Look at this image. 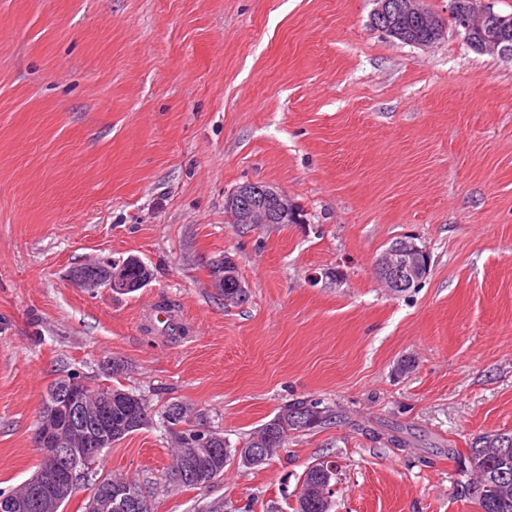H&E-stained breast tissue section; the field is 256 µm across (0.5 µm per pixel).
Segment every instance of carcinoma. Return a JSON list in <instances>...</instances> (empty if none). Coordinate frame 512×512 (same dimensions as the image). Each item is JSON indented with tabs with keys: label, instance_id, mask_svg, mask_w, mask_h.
<instances>
[{
	"label": "carcinoma",
	"instance_id": "cac0c4a2",
	"mask_svg": "<svg viewBox=\"0 0 512 512\" xmlns=\"http://www.w3.org/2000/svg\"><path fill=\"white\" fill-rule=\"evenodd\" d=\"M88 397L104 401L112 394V430L114 441L118 442L128 435L148 427L154 415L173 438L172 464L163 472L161 479L145 478L131 481L124 477L105 476L90 483V495L94 496L106 481H112V487L128 489L141 493L149 485L164 482L167 491L181 492L199 488V485L183 477L190 449L183 437L195 432V428L206 425L204 413L194 405L174 401L166 404L158 412L139 394L119 386L93 387L83 383ZM282 409L299 420L295 431L304 432L322 427L336 417V410L324 405L318 399L303 397L289 401ZM279 424L270 418L242 439L245 448L264 449L266 461L279 457L288 447L290 436H279L276 431ZM512 438V431L494 430L474 438L462 459L461 473L465 478L462 488L473 498L482 512H512V446L505 447V437ZM325 475L320 473L316 464L306 467L301 484L295 493V507L292 512H331L332 501L326 498Z\"/></svg>",
	"mask_w": 512,
	"mask_h": 512
}]
</instances>
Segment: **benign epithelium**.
<instances>
[{"instance_id":"benign-epithelium-1","label":"benign epithelium","mask_w":512,"mask_h":512,"mask_svg":"<svg viewBox=\"0 0 512 512\" xmlns=\"http://www.w3.org/2000/svg\"><path fill=\"white\" fill-rule=\"evenodd\" d=\"M449 13L461 21L464 37L477 51L491 55L512 57V22L498 18L490 7H483L477 0H449ZM423 22L438 29L440 19L428 14L424 0H400L398 12L384 29L390 37L400 41L408 39L413 21ZM410 40V39H408ZM410 43L430 46L434 39H412ZM239 198L252 200L245 210L232 213L235 224L249 228L257 224H284L295 205L286 194L272 185L243 183L226 198L227 209L235 207ZM428 251L412 237L399 240L388 247L377 260L379 278L392 290L409 288L423 280L429 265L423 263ZM212 269L211 284L215 289L224 287V281L233 280L240 288L239 297L247 298L248 286L238 276L236 259L228 252L207 259ZM74 283L85 289L108 288L115 293L135 292L150 281L149 273L129 278L124 268L89 267L71 272ZM33 443L38 450L36 473L27 480L28 486L49 484L53 502L72 496L79 488L78 476L83 463L97 457L112 445V420L103 404H91L84 396L82 382L71 378L48 403L40 415L33 433ZM231 462L238 466L256 467L264 463L259 448H236ZM104 502L91 499L88 512H137L140 498L125 490L112 491L108 485L102 491Z\"/></svg>"}]
</instances>
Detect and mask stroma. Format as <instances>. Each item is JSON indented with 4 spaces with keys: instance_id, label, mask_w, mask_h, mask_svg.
Masks as SVG:
<instances>
[{
    "instance_id": "stroma-1",
    "label": "stroma",
    "mask_w": 512,
    "mask_h": 512,
    "mask_svg": "<svg viewBox=\"0 0 512 512\" xmlns=\"http://www.w3.org/2000/svg\"><path fill=\"white\" fill-rule=\"evenodd\" d=\"M425 5L445 22L428 47L374 28L373 0H0V491L36 469L50 384L119 361L125 389L197 405L234 445L297 397L340 412L152 512H286L322 458L332 512H479L458 454L512 430V57ZM246 182L304 223L239 230ZM404 236L431 270L396 293L375 262ZM224 251L237 306L202 268ZM130 255L153 273L137 292L69 276ZM170 444L153 425L99 470L161 474Z\"/></svg>"
}]
</instances>
